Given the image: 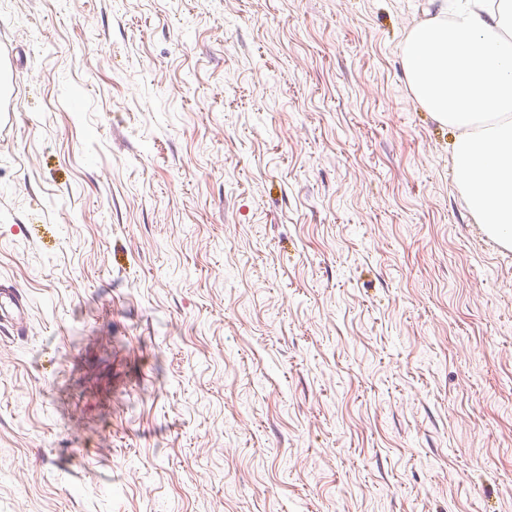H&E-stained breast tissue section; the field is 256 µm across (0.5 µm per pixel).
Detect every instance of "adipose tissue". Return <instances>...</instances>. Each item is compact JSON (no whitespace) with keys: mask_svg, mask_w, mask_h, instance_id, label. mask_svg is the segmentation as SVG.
<instances>
[{"mask_svg":"<svg viewBox=\"0 0 512 512\" xmlns=\"http://www.w3.org/2000/svg\"><path fill=\"white\" fill-rule=\"evenodd\" d=\"M402 67L418 105L454 133V180L471 216L512 246V0H428Z\"/></svg>","mask_w":512,"mask_h":512,"instance_id":"1","label":"adipose tissue"}]
</instances>
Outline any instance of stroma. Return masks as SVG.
<instances>
[{"instance_id": "obj_1", "label": "stroma", "mask_w": 512, "mask_h": 512, "mask_svg": "<svg viewBox=\"0 0 512 512\" xmlns=\"http://www.w3.org/2000/svg\"><path fill=\"white\" fill-rule=\"evenodd\" d=\"M425 7L0 0V512H512V247ZM28 316L27 305L18 289H0V323L21 327Z\"/></svg>"}]
</instances>
